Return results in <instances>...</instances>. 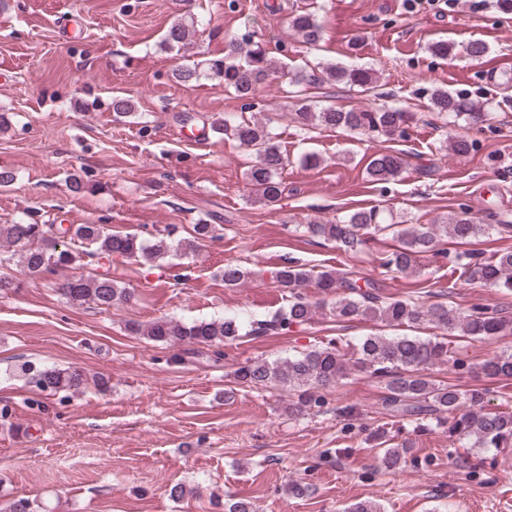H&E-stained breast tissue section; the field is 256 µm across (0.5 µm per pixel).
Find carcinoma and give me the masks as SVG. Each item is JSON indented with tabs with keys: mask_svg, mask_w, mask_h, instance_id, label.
Returning a JSON list of instances; mask_svg holds the SVG:
<instances>
[{
	"mask_svg": "<svg viewBox=\"0 0 512 512\" xmlns=\"http://www.w3.org/2000/svg\"><path fill=\"white\" fill-rule=\"evenodd\" d=\"M291 27L309 45L321 38V26L308 11L296 13ZM190 31L181 19L168 27L164 43L170 47L185 45ZM208 74L224 80V87L242 99H251L276 77L277 68L265 49L256 42H238L221 59L203 61ZM322 79L372 91L377 72L365 67H344L336 63L322 65ZM429 107L440 117L453 123L462 118L468 125L480 126L487 121L484 106L444 88H435L429 96ZM292 122L301 129L318 127L343 129L387 141L408 137L413 115L396 104H378L365 109L324 108L318 112L308 106L292 113ZM225 137L249 148L255 161L246 172L248 185L259 199L275 203L281 196L278 171L288 165L275 140V134L254 117L239 115L214 123ZM473 149V141L464 135L448 136V150L462 155ZM404 161L396 153L380 150L366 167L367 177L386 183L403 171ZM313 237L336 244L345 254H356L379 237H389L394 248L386 253L382 266L401 275L421 272L423 260L441 257L452 264L466 280L512 293V250H501L490 257L463 252L450 253L440 248L441 237L456 242L485 236L496 229L494 224H477L469 208L448 218L446 224H403L387 217L383 210L355 209L334 223L310 221L304 225ZM213 224H196L189 238L170 241L172 231L158 229L143 236L138 233H114L102 224H38L23 220L0 225V293L14 291L20 281L11 274L20 268L24 276L39 278L46 272L69 269L87 258L109 259L113 256L132 260L149 267L170 253H193L205 241L214 238ZM249 272L240 265L224 266V286L236 288ZM275 283L288 293V305L271 321L250 324L249 335L269 330H288L312 323L323 303L314 301L307 289L316 288L324 295H336L331 312L340 322L362 320L376 326L418 327L428 324L441 332L439 336H386L370 334L354 343L340 337L330 338L310 349L291 355L284 361H250L238 367L237 380L248 387L277 386L296 396L288 404V416L304 417L314 407L327 403L326 391L341 379L357 373L385 381V407L401 416L436 413V424L448 426V435L463 448H509L512 446V410L493 408L484 389L462 391L454 385L437 382L430 367L453 358L451 338L471 340L512 335V314L495 306L475 304L463 311L451 304L425 305L410 299L388 297L372 280H361L342 268L315 270L293 261L275 273ZM59 294L69 303H92L102 310L130 302L134 293L120 288L112 277H71L58 284ZM243 324L235 317L222 320H197L190 323L160 318L146 326H132L131 331L154 342L169 346L220 345L241 337ZM481 373L499 381L512 380V352H502L485 360ZM30 381L42 392L81 391L87 384L78 371L56 368H26ZM405 448L381 449L382 463L399 469L407 462Z\"/></svg>",
	"mask_w": 512,
	"mask_h": 512,
	"instance_id": "obj_1",
	"label": "carcinoma"
}]
</instances>
